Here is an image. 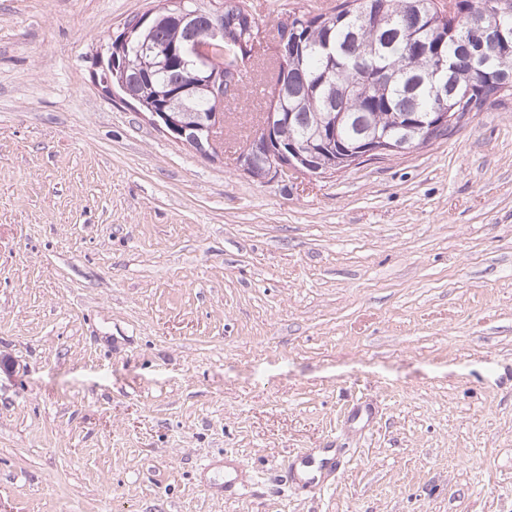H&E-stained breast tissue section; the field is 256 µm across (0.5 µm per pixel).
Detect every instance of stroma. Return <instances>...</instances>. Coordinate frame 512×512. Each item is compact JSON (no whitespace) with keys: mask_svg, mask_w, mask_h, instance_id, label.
Segmentation results:
<instances>
[{"mask_svg":"<svg viewBox=\"0 0 512 512\" xmlns=\"http://www.w3.org/2000/svg\"><path fill=\"white\" fill-rule=\"evenodd\" d=\"M337 2L248 0L207 157L97 75L153 0H0V512H512V93L324 177L236 165L278 18Z\"/></svg>","mask_w":512,"mask_h":512,"instance_id":"35a3bbf8","label":"stroma"}]
</instances>
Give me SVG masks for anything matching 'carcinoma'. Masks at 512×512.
<instances>
[{"label":"carcinoma","instance_id":"carcinoma-1","mask_svg":"<svg viewBox=\"0 0 512 512\" xmlns=\"http://www.w3.org/2000/svg\"><path fill=\"white\" fill-rule=\"evenodd\" d=\"M224 23L238 20L239 33L251 38L246 0H223ZM442 0H342L329 14L290 12L278 22V35L294 40L295 52L280 62L269 111L286 121L278 139L299 148L319 152L322 134L336 126V141L346 147L376 136L398 139L408 134L404 117L415 112L424 122L441 111L436 88L443 87L457 99L469 97L478 111L489 99L504 94L503 83L512 82V37L496 40L492 59L478 62L470 53L478 28L512 29V14L491 17L493 0H452L459 21L452 24L438 8ZM213 8L212 0H163L139 27L127 49L130 61L129 90L165 112H185L190 123L224 107V102L203 89L182 91V68L159 53L162 46L180 44L187 36L183 13ZM375 15L382 25L373 30L366 18ZM336 44L327 56L325 39ZM448 53L454 66L435 72L434 56ZM382 68L389 79L370 83L357 92L363 76ZM217 71L224 85L239 86L242 69L236 58L213 51V60L200 68V77Z\"/></svg>","mask_w":512,"mask_h":512}]
</instances>
